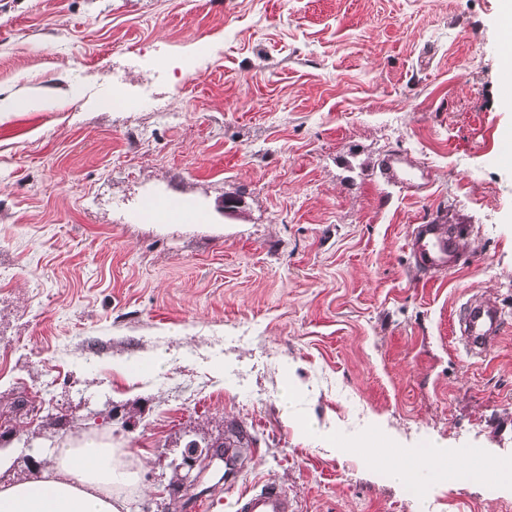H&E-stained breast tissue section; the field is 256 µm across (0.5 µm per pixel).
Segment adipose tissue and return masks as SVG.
I'll list each match as a JSON object with an SVG mask.
<instances>
[{
    "label": "adipose tissue",
    "instance_id": "adipose-tissue-1",
    "mask_svg": "<svg viewBox=\"0 0 512 512\" xmlns=\"http://www.w3.org/2000/svg\"><path fill=\"white\" fill-rule=\"evenodd\" d=\"M472 452L433 446L423 453L385 459L398 483L422 468L452 467L459 478L512 484V470L487 463L474 468ZM137 474L124 465L111 442L82 436L58 448L53 462L37 478L0 485V512H123L122 489L135 485Z\"/></svg>",
    "mask_w": 512,
    "mask_h": 512
}]
</instances>
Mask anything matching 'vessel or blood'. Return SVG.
I'll return each instance as SVG.
<instances>
[{
  "label": "vessel or blood",
  "mask_w": 512,
  "mask_h": 512,
  "mask_svg": "<svg viewBox=\"0 0 512 512\" xmlns=\"http://www.w3.org/2000/svg\"><path fill=\"white\" fill-rule=\"evenodd\" d=\"M385 175L391 183L414 187L415 173L396 158L386 159ZM411 251L416 265L428 272L449 271L457 267L463 253L458 233L447 225L433 221L418 225L411 239ZM503 332V319L497 307L476 299L469 303L459 321L460 338L470 355L485 356ZM236 512H294L287 493L273 484L261 490L240 493Z\"/></svg>",
  "instance_id": "obj_1"
}]
</instances>
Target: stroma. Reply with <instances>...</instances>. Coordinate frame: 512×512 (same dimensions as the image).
<instances>
[{
  "instance_id": "1",
  "label": "stroma",
  "mask_w": 512,
  "mask_h": 512,
  "mask_svg": "<svg viewBox=\"0 0 512 512\" xmlns=\"http://www.w3.org/2000/svg\"><path fill=\"white\" fill-rule=\"evenodd\" d=\"M500 4L0 0V94L54 102L0 119V481L89 435L138 470L128 512H234L267 483L296 512H512L443 471L406 500L376 460L512 465ZM165 198L186 215L146 220ZM435 218L466 261L432 276L409 240ZM474 295L506 323L483 360L453 332ZM232 425V483L217 458L182 485ZM385 175L391 183L421 189L425 184L415 183L416 174L397 158H387L383 164Z\"/></svg>"
}]
</instances>
